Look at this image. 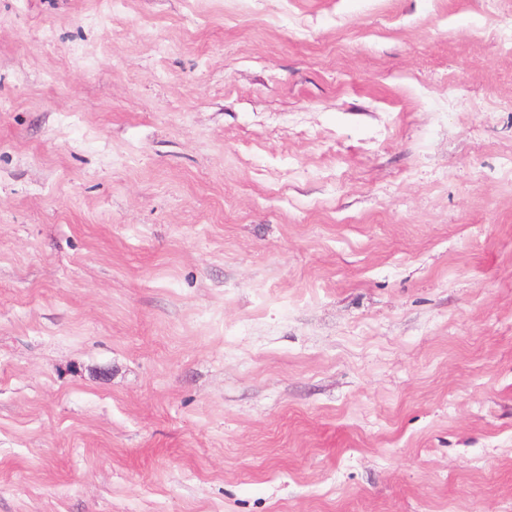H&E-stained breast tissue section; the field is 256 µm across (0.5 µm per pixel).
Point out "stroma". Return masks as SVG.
Segmentation results:
<instances>
[{
  "label": "stroma",
  "instance_id": "1",
  "mask_svg": "<svg viewBox=\"0 0 512 512\" xmlns=\"http://www.w3.org/2000/svg\"><path fill=\"white\" fill-rule=\"evenodd\" d=\"M512 0H0V512H512Z\"/></svg>",
  "mask_w": 512,
  "mask_h": 512
}]
</instances>
